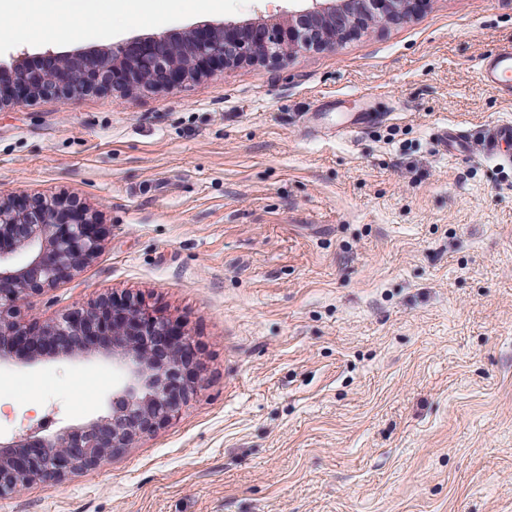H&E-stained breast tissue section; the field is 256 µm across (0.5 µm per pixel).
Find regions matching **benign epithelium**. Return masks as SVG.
Wrapping results in <instances>:
<instances>
[{"mask_svg":"<svg viewBox=\"0 0 512 512\" xmlns=\"http://www.w3.org/2000/svg\"><path fill=\"white\" fill-rule=\"evenodd\" d=\"M295 23H206L113 48H47L0 61V106L32 96L164 88L227 64L285 61L295 48H329L370 22L422 0H304ZM103 229L77 199L0 196V361L17 355L112 358L124 383L109 411L51 434L0 437V493L31 479L56 483L97 466L117 448L179 413L193 392L195 345L184 328L135 296L101 298L56 321H22L19 304L71 277L100 252Z\"/></svg>","mask_w":512,"mask_h":512,"instance_id":"benign-epithelium-1","label":"benign epithelium"}]
</instances>
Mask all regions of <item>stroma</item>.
<instances>
[{
	"label": "stroma",
	"mask_w": 512,
	"mask_h": 512,
	"mask_svg": "<svg viewBox=\"0 0 512 512\" xmlns=\"http://www.w3.org/2000/svg\"><path fill=\"white\" fill-rule=\"evenodd\" d=\"M99 2L0 15V59L302 8ZM511 46L512 0H427L175 92L0 108V194L77 198L104 230L23 317L130 294L182 324L199 359L170 421L97 467L0 494V512H512V163L482 149L512 96L479 74ZM441 123L470 152H440ZM122 382L108 358L12 359L0 435L105 414Z\"/></svg>",
	"instance_id": "obj_1"
}]
</instances>
